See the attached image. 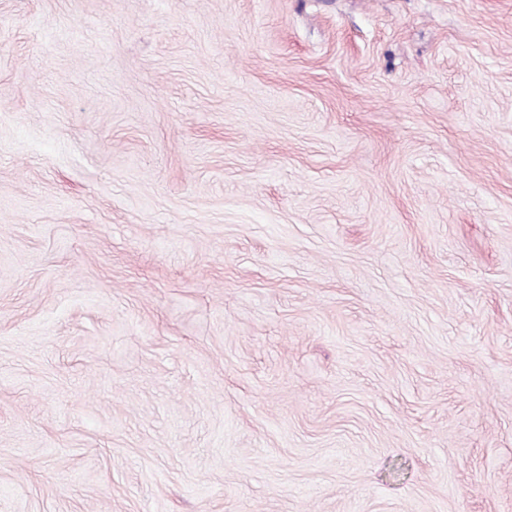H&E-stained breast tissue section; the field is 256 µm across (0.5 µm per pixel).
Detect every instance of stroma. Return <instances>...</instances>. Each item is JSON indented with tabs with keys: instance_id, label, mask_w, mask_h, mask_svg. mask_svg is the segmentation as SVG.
I'll list each match as a JSON object with an SVG mask.
<instances>
[{
	"instance_id": "1",
	"label": "stroma",
	"mask_w": 512,
	"mask_h": 512,
	"mask_svg": "<svg viewBox=\"0 0 512 512\" xmlns=\"http://www.w3.org/2000/svg\"><path fill=\"white\" fill-rule=\"evenodd\" d=\"M0 512H512V0H0Z\"/></svg>"
}]
</instances>
